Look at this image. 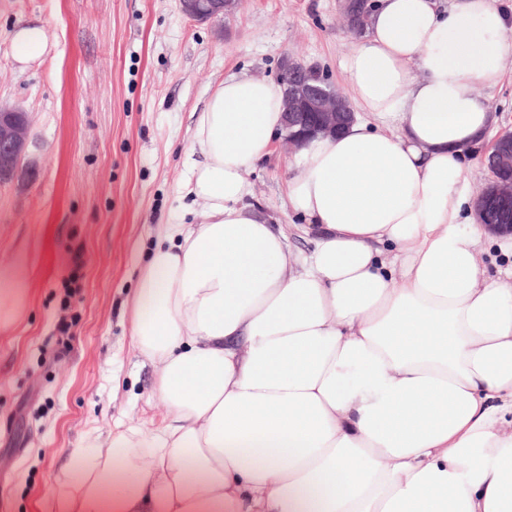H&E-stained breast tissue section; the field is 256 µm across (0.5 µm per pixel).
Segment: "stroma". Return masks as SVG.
<instances>
[{
    "label": "stroma",
    "mask_w": 512,
    "mask_h": 512,
    "mask_svg": "<svg viewBox=\"0 0 512 512\" xmlns=\"http://www.w3.org/2000/svg\"><path fill=\"white\" fill-rule=\"evenodd\" d=\"M341 3L242 0L200 24L178 0H0V107L31 123L26 165L0 186V255L27 258L30 291L22 322L0 335V512H47L90 437L166 417L156 370L133 348L130 299L159 229L184 221L196 118L224 77L275 81L288 57L348 91L356 36ZM20 24L42 26L49 47L23 68L11 55ZM503 65L481 91L488 136L463 153L475 193L496 136L512 131V52ZM295 159L275 138L245 178L249 203L307 254L316 234L287 202Z\"/></svg>",
    "instance_id": "obj_1"
}]
</instances>
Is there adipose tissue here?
Wrapping results in <instances>:
<instances>
[{
	"mask_svg": "<svg viewBox=\"0 0 512 512\" xmlns=\"http://www.w3.org/2000/svg\"><path fill=\"white\" fill-rule=\"evenodd\" d=\"M512 24L496 0H377L344 63L360 116L299 152L307 255L247 203L283 133L281 85L225 78L188 196L139 271L136 350L171 417L90 439L54 512H512V267L487 277L464 149ZM0 259V332L28 303Z\"/></svg>",
	"mask_w": 512,
	"mask_h": 512,
	"instance_id": "1",
	"label": "adipose tissue"
}]
</instances>
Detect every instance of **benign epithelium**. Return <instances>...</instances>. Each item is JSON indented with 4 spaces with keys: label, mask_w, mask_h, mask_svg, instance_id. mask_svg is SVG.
I'll return each mask as SVG.
<instances>
[{
    "label": "benign epithelium",
    "mask_w": 512,
    "mask_h": 512,
    "mask_svg": "<svg viewBox=\"0 0 512 512\" xmlns=\"http://www.w3.org/2000/svg\"><path fill=\"white\" fill-rule=\"evenodd\" d=\"M240 0H179L190 20L206 23L233 12ZM285 93L284 144L298 150L318 135H330L354 121L346 99L313 66L296 64L293 78L282 82ZM29 119L20 109L0 108V185L13 181L26 158ZM487 195L512 198V181L492 179Z\"/></svg>",
    "instance_id": "1"
}]
</instances>
